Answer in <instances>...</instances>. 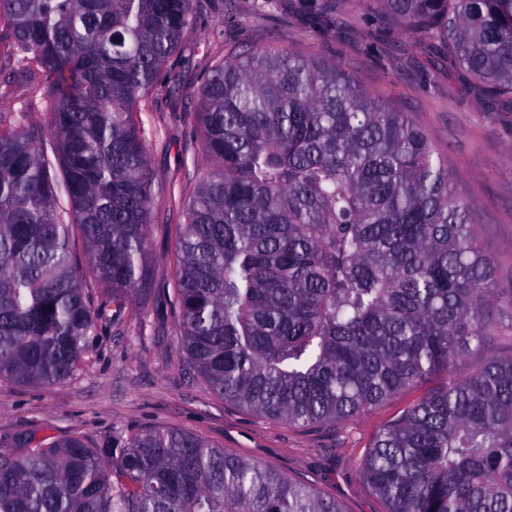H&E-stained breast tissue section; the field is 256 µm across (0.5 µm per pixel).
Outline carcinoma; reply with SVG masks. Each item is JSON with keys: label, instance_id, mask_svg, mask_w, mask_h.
Returning <instances> with one entry per match:
<instances>
[{"label": "carcinoma", "instance_id": "1", "mask_svg": "<svg viewBox=\"0 0 512 512\" xmlns=\"http://www.w3.org/2000/svg\"><path fill=\"white\" fill-rule=\"evenodd\" d=\"M402 28L512 95V0H380ZM192 26V0H0V65L53 91L47 129L0 113V378L72 376L147 272L159 193L138 100ZM207 166L178 240L180 342L225 401L290 426L345 422L433 374L360 477L388 512H512V352L494 260L446 157L334 63L274 47L201 89ZM49 131L58 164L38 148ZM78 227L92 284L72 262ZM0 449V512H343L304 479L175 430H22ZM498 321V329L486 342L484 350L479 354H471L457 360L454 372L458 377H465L481 364L496 359L512 348V310L507 307H494Z\"/></svg>", "mask_w": 512, "mask_h": 512}]
</instances>
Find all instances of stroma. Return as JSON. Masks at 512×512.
Wrapping results in <instances>:
<instances>
[{
    "label": "stroma",
    "instance_id": "1",
    "mask_svg": "<svg viewBox=\"0 0 512 512\" xmlns=\"http://www.w3.org/2000/svg\"><path fill=\"white\" fill-rule=\"evenodd\" d=\"M276 46L335 63L380 102L405 113L448 160L455 196L479 226L496 284L512 289V101L478 89L447 51L404 32L380 0H194L193 24L141 98L136 118L149 168L165 191L152 203L148 283L122 324L102 323L77 372L51 388L0 379V436L37 429L101 444L110 434L178 429L210 444L306 478L343 512H387L359 469L377 434L437 388L430 376L344 423L295 427L225 402L190 369L178 336L174 282L185 210L206 166L197 112L212 68L252 46ZM0 112L45 121L47 88L7 68ZM498 328L481 353L457 360L467 376L512 351V309L495 308Z\"/></svg>",
    "mask_w": 512,
    "mask_h": 512
}]
</instances>
